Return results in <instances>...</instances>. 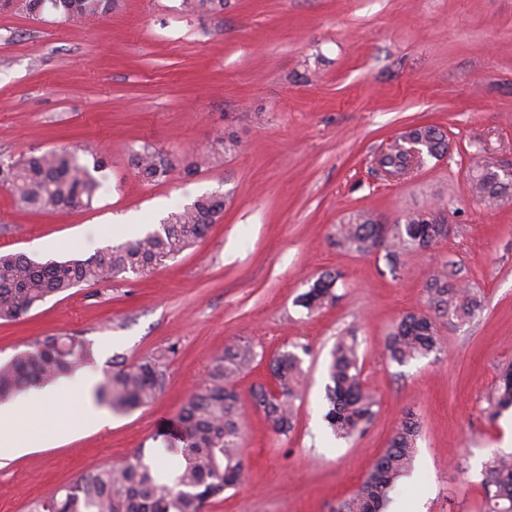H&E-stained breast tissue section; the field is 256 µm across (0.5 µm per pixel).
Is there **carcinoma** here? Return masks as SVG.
<instances>
[{"label": "carcinoma", "mask_w": 512, "mask_h": 512, "mask_svg": "<svg viewBox=\"0 0 512 512\" xmlns=\"http://www.w3.org/2000/svg\"><path fill=\"white\" fill-rule=\"evenodd\" d=\"M116 0H25L24 8L42 14L50 6L63 18L79 21L112 13ZM199 13L224 9V0H185ZM427 140L429 155L448 150L446 135L432 125L407 132ZM133 165L147 182H162L173 172L168 158L147 147L136 152ZM384 172L402 175L411 158L393 148L378 159ZM105 166L104 156L93 168L67 150H48L11 164L0 163V187L7 189L19 207L30 211L69 212L88 207L101 189L92 174ZM504 188L499 165L484 159L474 166L471 190L475 199L494 205ZM224 210V198L208 194L190 204L177 203L159 227L115 247L97 251L86 259L35 261L22 253L0 255V321H16L50 297L81 285H96L127 274L140 275L176 259L202 239ZM336 247L359 254H383L389 272L402 266L403 255L426 251L446 239L442 228L412 212L394 225L387 238L380 236L377 219L368 211L336 225ZM337 276L327 274L299 296L298 303L312 312L336 302ZM434 315L408 312L391 326L385 348L390 360L403 364L439 352L442 341L438 319L473 318L482 307L479 297L458 279V272L437 271L426 282ZM360 343L349 330L338 336L330 351L326 386L327 427L338 438L362 433L375 419L378 402L361 379ZM95 360L92 344L73 336H52L0 364V398L18 389L58 380L79 363ZM256 360L247 343L231 342L216 358L206 385L192 394L179 414L177 434L161 446L137 450L119 466L95 467L51 498L35 502L31 512H205L212 499L236 487L243 477L241 397L236 378ZM274 389L263 385L252 391L253 404L261 409L271 429L286 435L293 429L295 402L303 385L302 360L290 350L279 353L271 365ZM164 356L149 357L127 366L115 358L95 385L99 403L125 413L154 401L165 387ZM512 407V370L501 377L490 401L495 418ZM420 436L414 414L407 413L388 448L375 461L355 493L337 512H381L389 494L410 476ZM484 512H512V453H496L484 466Z\"/></svg>", "instance_id": "cac0c4a2"}]
</instances>
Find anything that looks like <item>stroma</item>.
<instances>
[{"mask_svg": "<svg viewBox=\"0 0 512 512\" xmlns=\"http://www.w3.org/2000/svg\"><path fill=\"white\" fill-rule=\"evenodd\" d=\"M434 125L450 149L389 178L373 159L415 127ZM238 140L214 153L218 132ZM163 150L175 172L140 179L135 151ZM92 164L106 153L103 187L89 208L33 213L0 188V253L43 262L85 258L153 229L173 202L219 194L223 213L174 261L53 297L0 321V363L49 336L92 343L98 381L112 356L133 364L175 347L166 385L150 405L109 425L63 431L80 389L32 422L38 447L0 463V512H28L96 466L151 449L177 425L232 339L258 354L237 389L243 401V479L207 512H336L388 447L406 412L420 422L417 477L398 498L417 512H482L484 464L507 451L488 402L512 366V203L471 192L470 168L491 157L512 165V0H224L209 14L183 0H120L112 14L71 25L0 6V162L50 149ZM200 165L184 176L186 157ZM443 210L455 233L404 256L391 275L380 254L336 248V225L356 211L394 223ZM459 271L483 308L441 323L439 353L405 364L385 354L390 325L428 309L425 284ZM340 273L339 301L310 313L299 296L323 273ZM362 341V378L379 410L350 440L328 429L329 352L340 332ZM305 390L295 427L275 434L251 402L271 385V361L292 346Z\"/></svg>", "mask_w": 512, "mask_h": 512, "instance_id": "35a3bbf8", "label": "stroma"}]
</instances>
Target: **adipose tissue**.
<instances>
[{
    "label": "adipose tissue",
    "instance_id": "ef3b65f1",
    "mask_svg": "<svg viewBox=\"0 0 512 512\" xmlns=\"http://www.w3.org/2000/svg\"><path fill=\"white\" fill-rule=\"evenodd\" d=\"M58 388L48 385L0 403V459L22 453L27 443L22 435L40 408L57 402Z\"/></svg>",
    "mask_w": 512,
    "mask_h": 512
}]
</instances>
